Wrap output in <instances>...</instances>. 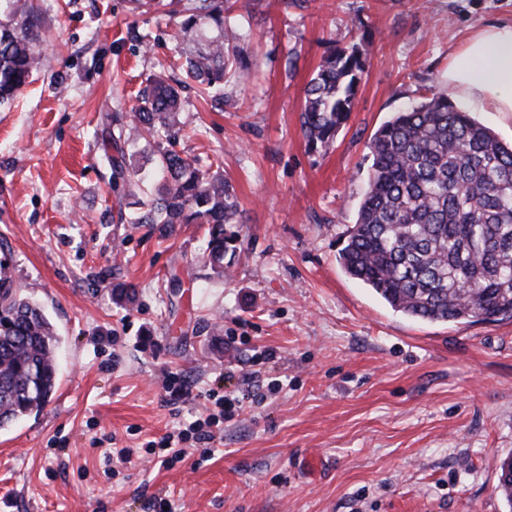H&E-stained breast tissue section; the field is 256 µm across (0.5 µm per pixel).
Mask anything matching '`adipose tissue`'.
<instances>
[{"label":"adipose tissue","mask_w":512,"mask_h":512,"mask_svg":"<svg viewBox=\"0 0 512 512\" xmlns=\"http://www.w3.org/2000/svg\"><path fill=\"white\" fill-rule=\"evenodd\" d=\"M446 82L458 99L512 115V23L473 28L448 57Z\"/></svg>","instance_id":"adipose-tissue-1"}]
</instances>
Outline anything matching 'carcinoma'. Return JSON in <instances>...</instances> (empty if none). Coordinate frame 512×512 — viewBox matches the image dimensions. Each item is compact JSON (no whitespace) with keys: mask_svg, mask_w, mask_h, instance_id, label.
<instances>
[{"mask_svg":"<svg viewBox=\"0 0 512 512\" xmlns=\"http://www.w3.org/2000/svg\"><path fill=\"white\" fill-rule=\"evenodd\" d=\"M133 10L171 8L181 17L174 55L185 77L224 103L242 63L246 0H131ZM245 10L238 14L236 10ZM0 106L39 65L41 20L31 0H0ZM370 42L333 46L305 90L302 130L328 149L351 112ZM183 110L180 83L152 77L129 117L106 116L104 153L112 178L131 185L124 146L152 138L146 161L158 180L147 209L128 224H198L203 264L224 272L240 219L224 176L202 170L174 149ZM369 186L339 258L346 272L391 308L413 319L460 323L512 319V145L456 109L445 87L394 113L367 144ZM59 338L41 307L21 294L0 261V428L42 409L55 388ZM502 461L498 488L512 502V472Z\"/></svg>","mask_w":512,"mask_h":512,"instance_id":"cac0c4a2","label":"carcinoma"}]
</instances>
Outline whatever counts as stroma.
Listing matches in <instances>:
<instances>
[{
    "mask_svg": "<svg viewBox=\"0 0 512 512\" xmlns=\"http://www.w3.org/2000/svg\"><path fill=\"white\" fill-rule=\"evenodd\" d=\"M32 4L42 65L0 107V259L56 327L59 378L40 412L0 429V512H512L497 488L512 321L411 319L339 260L370 138L443 85L471 27L512 20V0H255L249 65L223 107L182 91L178 151L223 173L242 208L220 278L198 261L197 225L121 222L155 188L114 186L104 159L105 116L173 72L175 20L128 0ZM365 35L349 119L310 150L306 84L331 40ZM119 282L134 302H113ZM269 349L261 398L246 399ZM167 371L188 397L168 400ZM211 391L244 407L214 455L155 465L148 442L204 415Z\"/></svg>",
    "mask_w": 512,
    "mask_h": 512,
    "instance_id": "stroma-1",
    "label": "stroma"
}]
</instances>
